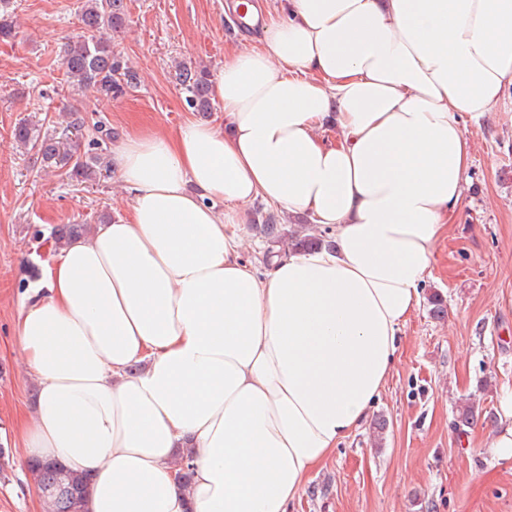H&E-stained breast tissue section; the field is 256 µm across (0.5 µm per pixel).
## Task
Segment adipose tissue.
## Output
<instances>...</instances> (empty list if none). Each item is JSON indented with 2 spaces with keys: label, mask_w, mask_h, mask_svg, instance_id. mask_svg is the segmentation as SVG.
Returning a JSON list of instances; mask_svg holds the SVG:
<instances>
[{
  "label": "adipose tissue",
  "mask_w": 512,
  "mask_h": 512,
  "mask_svg": "<svg viewBox=\"0 0 512 512\" xmlns=\"http://www.w3.org/2000/svg\"><path fill=\"white\" fill-rule=\"evenodd\" d=\"M285 3L210 77L223 128L129 135L128 215L22 297L36 403L10 427L25 459L91 475L83 512H289L390 377L462 199L463 116L512 86V0ZM256 200L335 248L254 266Z\"/></svg>",
  "instance_id": "adipose-tissue-1"
}]
</instances>
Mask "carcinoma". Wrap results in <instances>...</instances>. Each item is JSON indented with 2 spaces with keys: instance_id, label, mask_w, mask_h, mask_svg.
<instances>
[{
  "instance_id": "obj_1",
  "label": "carcinoma",
  "mask_w": 512,
  "mask_h": 512,
  "mask_svg": "<svg viewBox=\"0 0 512 512\" xmlns=\"http://www.w3.org/2000/svg\"><path fill=\"white\" fill-rule=\"evenodd\" d=\"M9 0H0V40L15 34L14 14L8 11ZM126 22L125 0H84L81 23L84 34L68 41L63 48L62 64L66 81L73 90L92 89L109 97H118L138 84L137 72L129 67L112 46L107 32H117ZM205 68L181 66L175 78L185 94L189 108L203 115L211 111V90ZM83 125L78 110L69 112L66 132L60 137L40 134L34 125L21 124L14 130V138L23 146L35 150L45 168L76 182H85L96 175L102 166V157L91 153L85 157L77 154L71 133L80 131ZM260 232L270 240L291 239L300 249H312L331 245L332 237L316 235L307 228L285 234V229L272 213L262 216ZM85 234L82 224H63L54 229L52 239L57 247H63ZM38 488L50 505L51 512H82L84 495L90 483L87 475H74L54 461H36L29 466Z\"/></svg>"
}]
</instances>
